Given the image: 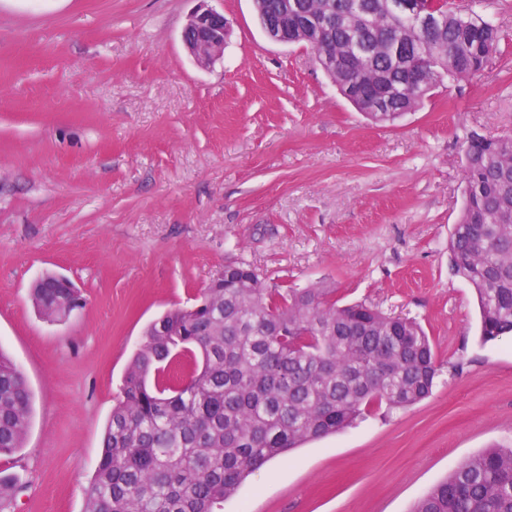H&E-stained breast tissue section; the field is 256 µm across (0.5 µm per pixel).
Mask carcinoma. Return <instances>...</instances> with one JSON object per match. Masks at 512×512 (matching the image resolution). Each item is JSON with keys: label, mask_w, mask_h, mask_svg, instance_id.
<instances>
[{"label": "carcinoma", "mask_w": 512, "mask_h": 512, "mask_svg": "<svg viewBox=\"0 0 512 512\" xmlns=\"http://www.w3.org/2000/svg\"><path fill=\"white\" fill-rule=\"evenodd\" d=\"M296 2L307 15L334 18L311 32L288 22V38L310 48L345 90L346 49L357 38L374 53L354 63L369 85L393 89L391 123L419 108L444 77L469 78L498 52V27L485 0H450L439 25L417 29L385 0H363L365 19H342L356 0H257L275 20ZM408 53L394 65L389 48ZM465 203L448 240L452 269L473 288L484 343L512 333V137L473 134L464 145ZM336 289L268 284L239 263L224 284L172 308L144 330L115 397L91 478L85 512H220L224 500L269 460L352 426L381 406L405 409L431 396L441 364L421 325L366 303L340 305ZM33 307L62 322L81 294L37 283ZM32 395L17 364L0 351V458H11L31 424ZM22 490L0 471V512ZM411 512H512V448L464 460Z\"/></svg>", "instance_id": "carcinoma-1"}]
</instances>
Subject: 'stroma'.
<instances>
[{"mask_svg":"<svg viewBox=\"0 0 512 512\" xmlns=\"http://www.w3.org/2000/svg\"><path fill=\"white\" fill-rule=\"evenodd\" d=\"M203 3L231 24L205 67L181 41ZM485 15L503 41L482 72L375 124L310 48L265 38L252 0H0V349L33 394L15 512H84L145 327L240 262L415 319L441 374L419 404L272 459L222 512H410L512 446V337L481 342L448 260L463 140L512 135V0ZM46 273L84 299L66 321L32 307Z\"/></svg>","mask_w":512,"mask_h":512,"instance_id":"stroma-1","label":"stroma"}]
</instances>
